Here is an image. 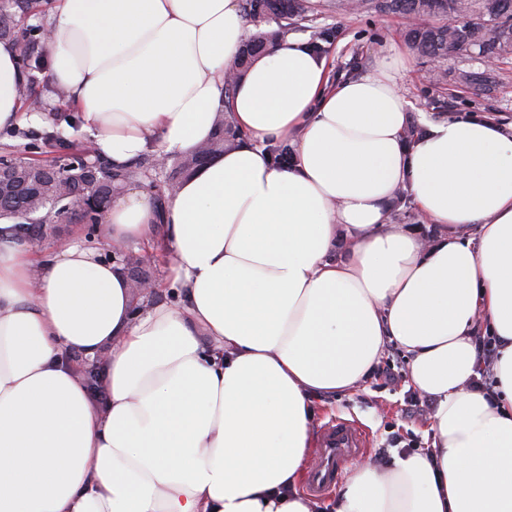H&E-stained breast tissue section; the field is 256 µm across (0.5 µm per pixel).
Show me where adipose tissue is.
<instances>
[{
    "label": "adipose tissue",
    "instance_id": "adipose-tissue-1",
    "mask_svg": "<svg viewBox=\"0 0 512 512\" xmlns=\"http://www.w3.org/2000/svg\"><path fill=\"white\" fill-rule=\"evenodd\" d=\"M48 28L53 82L116 166L209 140L245 38L239 0H52ZM400 64L332 86L326 58L277 40L229 101L238 146L163 215L147 190L115 195L109 243L163 218L181 305L135 296L98 244L37 255L0 217V512H314V404L389 343L434 401L432 443L354 465L337 512H512V132L425 119L409 137ZM26 81L0 41V127L45 119ZM400 189L442 236L389 222Z\"/></svg>",
    "mask_w": 512,
    "mask_h": 512
}]
</instances>
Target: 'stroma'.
<instances>
[{"label": "stroma", "mask_w": 512, "mask_h": 512, "mask_svg": "<svg viewBox=\"0 0 512 512\" xmlns=\"http://www.w3.org/2000/svg\"><path fill=\"white\" fill-rule=\"evenodd\" d=\"M403 29V20L391 14L325 13L315 21L300 24L291 35L320 45L328 63L329 77L335 83L372 73L390 48L405 50L406 68L399 86L411 103V114H420L432 121L491 116L503 125L512 124V64L493 69L488 89L474 90L460 83L459 74L480 70V63L453 59L446 64L447 84L437 86L428 80V60L408 51ZM379 361L400 372V381L384 386L370 377L349 392L324 398L318 406L314 426L322 428L336 416L354 421L369 435L360 462L386 471L400 452L399 447L391 443L394 436L413 440L420 449L430 447V418L407 414L418 393L408 379L409 362L405 352L395 345H387Z\"/></svg>", "instance_id": "stroma-1"}]
</instances>
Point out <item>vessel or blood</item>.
Returning <instances> with one entry per match:
<instances>
[{
    "label": "vessel or blood",
    "mask_w": 512,
    "mask_h": 512,
    "mask_svg": "<svg viewBox=\"0 0 512 512\" xmlns=\"http://www.w3.org/2000/svg\"><path fill=\"white\" fill-rule=\"evenodd\" d=\"M366 446L365 432L350 421L338 418L326 423L320 433L318 460L309 472L308 491L315 496L325 495L349 459Z\"/></svg>",
    "instance_id": "obj_1"
}]
</instances>
